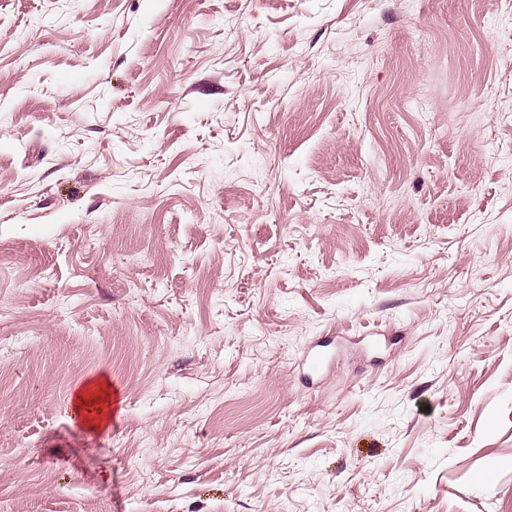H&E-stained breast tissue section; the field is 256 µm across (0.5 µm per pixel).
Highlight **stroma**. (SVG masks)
Returning a JSON list of instances; mask_svg holds the SVG:
<instances>
[{"label": "stroma", "mask_w": 512, "mask_h": 512, "mask_svg": "<svg viewBox=\"0 0 512 512\" xmlns=\"http://www.w3.org/2000/svg\"><path fill=\"white\" fill-rule=\"evenodd\" d=\"M0 512H512V0H0ZM316 347L319 346L309 348L303 355V374L308 379L320 377L330 368V360ZM76 412L93 430L105 426L112 415V391L104 379L88 382L74 399Z\"/></svg>", "instance_id": "stroma-1"}]
</instances>
